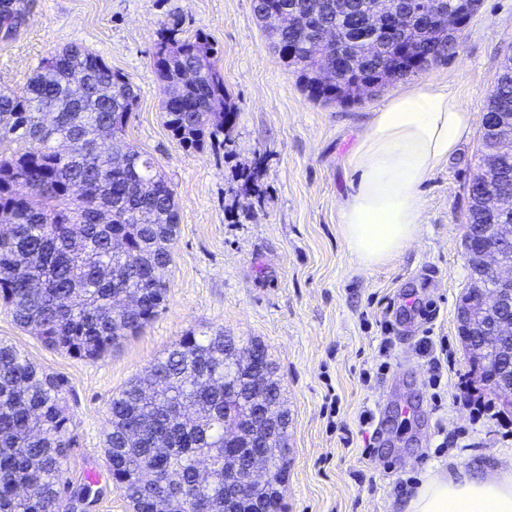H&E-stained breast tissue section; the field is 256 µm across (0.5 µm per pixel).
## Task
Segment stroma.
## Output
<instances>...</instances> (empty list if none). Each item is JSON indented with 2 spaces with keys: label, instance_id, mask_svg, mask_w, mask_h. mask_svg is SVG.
I'll return each instance as SVG.
<instances>
[{
  "label": "stroma",
  "instance_id": "obj_1",
  "mask_svg": "<svg viewBox=\"0 0 512 512\" xmlns=\"http://www.w3.org/2000/svg\"><path fill=\"white\" fill-rule=\"evenodd\" d=\"M12 35L0 37V82L22 87L68 44L101 55L137 88L127 141L149 155L176 192L179 230L165 308L142 332L96 360L44 346L0 304V340L62 376L78 444L67 459L74 485L98 469L91 512H131L106 469L110 401L186 331L223 328L259 339L277 367L289 413L290 464L282 512H404L426 474L512 471V409L484 389L493 410L454 403L469 377L457 307L468 286L462 226L478 157L471 132L423 186L426 218L389 262L361 267L338 212L354 174L346 163L386 92L342 106L310 100L269 45L251 0H16ZM202 31L218 44L236 108L233 146L185 150L164 124L153 55L163 25ZM512 52V0H482L448 59L427 78L481 112ZM259 164L254 183L241 173ZM448 342L439 388L419 350ZM414 415L400 413L403 406ZM371 413L372 423L359 417Z\"/></svg>",
  "mask_w": 512,
  "mask_h": 512
}]
</instances>
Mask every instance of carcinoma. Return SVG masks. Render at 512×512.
<instances>
[{
	"mask_svg": "<svg viewBox=\"0 0 512 512\" xmlns=\"http://www.w3.org/2000/svg\"><path fill=\"white\" fill-rule=\"evenodd\" d=\"M378 0H252L257 20L287 5L318 25L337 30L338 45L314 43L302 27H267L283 64L313 101L357 102L390 83L418 76L456 48L458 37L418 28L392 47L378 30L367 49L352 37V12L377 8ZM13 0H0V27L14 29ZM219 49L204 32L186 36L163 29L154 54L163 117L171 136L187 150L202 148L230 130L235 105L218 68ZM338 61L348 81L323 84L325 58ZM138 100L136 87L99 55L72 44L38 64L23 87H0V301L23 328L36 331L49 349L98 359L137 335L168 298L166 272L178 230L175 192L152 159L126 140ZM512 123V66H501L480 124L481 142ZM111 139L107 157L95 153L101 130ZM500 191L512 196V150L499 156ZM512 212L468 207L463 241L485 224H509ZM259 350L282 420L274 438L262 427L256 447H232L256 460L273 481L254 484L237 501H226L236 482L224 470L225 439L248 422L252 374L241 354ZM512 372V359L486 364L487 374ZM66 381L42 371L16 347L0 341V512H69L72 492L65 476L76 443L64 406ZM104 454L110 475L132 512H279L288 474V411L281 379L259 340L224 329L186 332L152 365L144 379L112 396Z\"/></svg>",
	"mask_w": 512,
	"mask_h": 512,
	"instance_id": "1",
	"label": "carcinoma"
}]
</instances>
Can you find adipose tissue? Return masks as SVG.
Segmentation results:
<instances>
[{"instance_id":"ef3b65f1","label":"adipose tissue","mask_w":512,"mask_h":512,"mask_svg":"<svg viewBox=\"0 0 512 512\" xmlns=\"http://www.w3.org/2000/svg\"><path fill=\"white\" fill-rule=\"evenodd\" d=\"M476 117L447 85L420 79L372 112L349 158L357 174L338 222L362 266L400 253L424 222L420 188L469 135ZM405 512H512V474L427 476Z\"/></svg>"}]
</instances>
